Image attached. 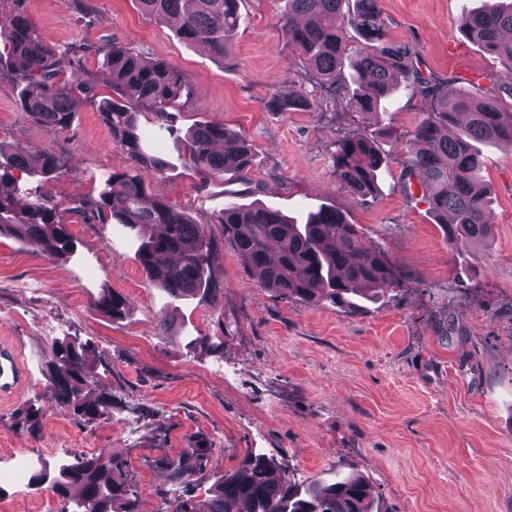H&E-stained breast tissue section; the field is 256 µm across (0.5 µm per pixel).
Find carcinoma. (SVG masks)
<instances>
[{
    "mask_svg": "<svg viewBox=\"0 0 512 512\" xmlns=\"http://www.w3.org/2000/svg\"><path fill=\"white\" fill-rule=\"evenodd\" d=\"M143 12L178 23L185 41L202 46L219 62L228 56L240 22V0H139ZM359 37L348 42L337 24ZM277 24L288 48L307 67L306 80L316 91L342 97L356 112H378L399 86L429 101L426 117L415 127L403 160L404 173L424 189L429 211L442 225L448 244L460 240L486 241L493 234L489 188L482 179L483 160L476 144L512 145V111L504 112L492 98H478L464 89L448 94L440 78L421 76L413 63L415 50L389 39L379 0H288V11ZM466 37L512 69V4L474 11L463 20ZM4 57L19 83L22 111L50 131L67 129L74 116L73 91L93 96L90 85L68 87L67 69L80 67L81 57L47 44L31 18L17 12L0 18ZM353 57V75L340 73ZM103 67L112 79L115 96L98 103L101 121L128 164L112 171L94 207L101 224H120L140 238L138 261L148 280L172 300L182 301L210 291L211 237L197 224L162 200L145 204L146 177L164 170L165 161L144 148L137 106L145 105L159 118L171 119V108L190 93L188 79L165 61L146 63L138 51L111 43L103 49ZM316 100L302 89L293 95L276 93L264 100L268 112L307 111ZM188 162L204 178L233 173L245 177L253 167L251 144L222 124L192 129L186 144ZM336 179L362 198L379 192V175L390 159L375 137L348 131L338 137L331 155ZM51 152L34 157L19 146H0V236L25 242L34 252L56 259L72 252L67 227L43 199L18 200L3 192L13 171L42 177L61 172ZM215 223L224 229V243L245 262L260 287L283 299L307 304L330 302L354 312L375 298L376 289L396 287L401 275L384 250L368 243L361 228L334 208L321 207L296 224L279 211L259 203H227ZM101 314L120 318L128 301L104 289L93 301ZM47 381L56 402L90 422L112 412V400L97 391L94 366L87 347L56 343ZM211 448L200 438L193 463L165 462L170 479L189 484L208 463ZM124 461L113 455L74 452L53 463L42 462L31 484L50 486L66 501L65 512H141L133 486L117 477ZM371 489L357 473L340 475L326 485L303 486L278 473L276 459L247 452L237 468L224 473L203 507L187 500L181 512H371Z\"/></svg>",
    "mask_w": 512,
    "mask_h": 512,
    "instance_id": "obj_1",
    "label": "carcinoma"
}]
</instances>
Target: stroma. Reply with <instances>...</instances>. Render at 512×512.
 Wrapping results in <instances>:
<instances>
[{"label":"stroma","instance_id":"stroma-1","mask_svg":"<svg viewBox=\"0 0 512 512\" xmlns=\"http://www.w3.org/2000/svg\"><path fill=\"white\" fill-rule=\"evenodd\" d=\"M0 0V17L21 11L51 45L76 47L92 98L76 100L70 127L51 132L19 107L20 86L0 67V143L50 151L63 168L52 178L15 172L21 193L56 207L74 250L51 261L0 237V341L21 350L31 378L0 400V470L16 461H58L76 451L115 452L127 461L141 512H174L202 502L246 451L273 456L308 485L336 470L362 474L378 512H512V147L480 144L482 177L491 191L494 235L450 248L423 195L408 196L401 165L404 134L427 110L398 88L378 113L349 110L318 95L312 111L269 112L272 92L294 90L299 63L276 21L288 0H242L231 58L218 63L183 41L175 27L145 16L136 0ZM391 40L411 44L422 75L447 80L512 110V71L460 31L484 0H379ZM135 47L149 61L181 71L194 96L173 121L143 112L146 145L167 162L149 176L150 199H164L209 225L215 249L210 295L171 303L147 280L138 244L118 225L101 224L92 206L125 154L97 112L112 97L102 50ZM221 123L254 149L247 178L201 180L185 161V137ZM394 127L378 143L393 162L376 198L362 199L336 179L331 163L341 132ZM259 202L298 218L331 207L359 225L401 271L366 311L282 300L261 288L215 224L225 203ZM111 288L128 310L112 320L91 306ZM174 312L175 327L158 321ZM210 337L212 347L192 344ZM89 349L109 416L87 422L56 405L47 383L53 344ZM36 413L31 427L27 413ZM211 448L190 485L168 481L160 462L187 458L196 439ZM47 487L0 479V512H64Z\"/></svg>","mask_w":512,"mask_h":512}]
</instances>
